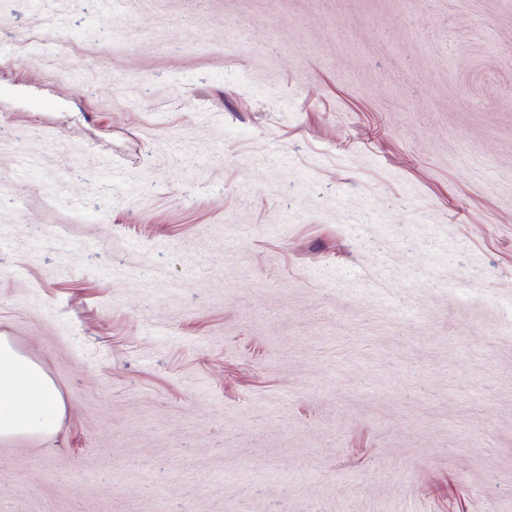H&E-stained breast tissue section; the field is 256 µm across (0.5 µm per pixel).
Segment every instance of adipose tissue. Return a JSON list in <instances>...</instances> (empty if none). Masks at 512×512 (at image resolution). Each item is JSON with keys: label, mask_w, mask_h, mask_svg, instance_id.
<instances>
[{"label": "adipose tissue", "mask_w": 512, "mask_h": 512, "mask_svg": "<svg viewBox=\"0 0 512 512\" xmlns=\"http://www.w3.org/2000/svg\"><path fill=\"white\" fill-rule=\"evenodd\" d=\"M61 411L59 393L44 371L0 338V440L50 435Z\"/></svg>", "instance_id": "obj_1"}]
</instances>
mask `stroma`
Here are the masks:
<instances>
[{
    "mask_svg": "<svg viewBox=\"0 0 512 512\" xmlns=\"http://www.w3.org/2000/svg\"><path fill=\"white\" fill-rule=\"evenodd\" d=\"M0 512H512V0H0ZM62 411L59 393L44 371L0 337V440L52 434Z\"/></svg>",
    "mask_w": 512,
    "mask_h": 512,
    "instance_id": "1",
    "label": "stroma"
}]
</instances>
